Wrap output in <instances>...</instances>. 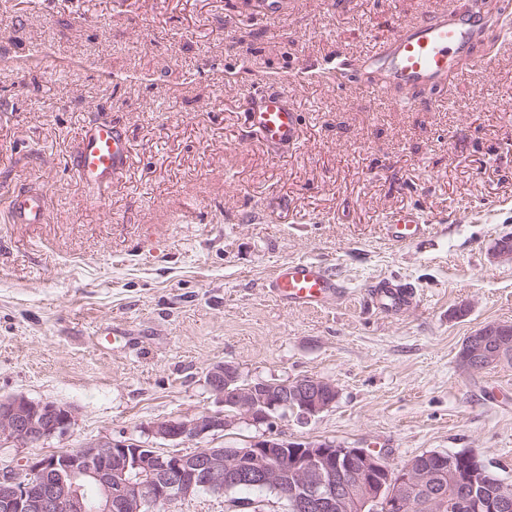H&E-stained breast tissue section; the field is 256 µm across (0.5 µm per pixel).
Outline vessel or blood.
<instances>
[{
	"label": "vessel or blood",
	"mask_w": 512,
	"mask_h": 512,
	"mask_svg": "<svg viewBox=\"0 0 512 512\" xmlns=\"http://www.w3.org/2000/svg\"><path fill=\"white\" fill-rule=\"evenodd\" d=\"M489 21L483 11H434L417 21L399 24L385 39L369 67L374 77L360 82L370 97L397 92L413 94L435 87L462 71L486 70L490 58L473 54L475 41L485 36ZM300 115L278 91H257L246 114L250 132L260 136L268 151L278 155L298 141ZM129 158L128 139L115 125L87 127L76 153V171L91 188L104 189L120 178ZM7 215L13 224H40L46 217L42 194L14 190L8 194ZM424 220L414 212L391 218L390 240L405 243L424 231ZM275 297L291 307L325 306L340 292V285L319 263L297 260L280 265L269 282ZM375 304L396 313L413 301L411 291L387 283L372 292Z\"/></svg>",
	"instance_id": "b4317fda"
}]
</instances>
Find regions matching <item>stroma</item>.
I'll return each instance as SVG.
<instances>
[{
    "mask_svg": "<svg viewBox=\"0 0 512 512\" xmlns=\"http://www.w3.org/2000/svg\"><path fill=\"white\" fill-rule=\"evenodd\" d=\"M463 0H0V397L72 408L47 456L132 438L161 454L194 443L153 423L221 410L206 384L333 380L305 424L242 425L207 440L275 435L386 448L391 468L472 451L512 484V363L464 370V339L512 324V0L476 50L491 57L416 93L370 99L356 66L398 24ZM286 94L299 141L271 155L245 132L250 95ZM93 121L123 126L130 157L100 192L75 156ZM37 189L41 224L7 221ZM421 213L414 242L389 216ZM321 262L343 286L323 309L268 288L286 262ZM412 288L390 314L376 282Z\"/></svg>",
    "mask_w": 512,
    "mask_h": 512,
    "instance_id": "obj_1",
    "label": "stroma"
}]
</instances>
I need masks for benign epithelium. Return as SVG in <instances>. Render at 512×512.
<instances>
[{
  "instance_id": "7a95c632",
  "label": "benign epithelium",
  "mask_w": 512,
  "mask_h": 512,
  "mask_svg": "<svg viewBox=\"0 0 512 512\" xmlns=\"http://www.w3.org/2000/svg\"><path fill=\"white\" fill-rule=\"evenodd\" d=\"M497 345L512 344V338L488 324L467 341L463 363L475 370L498 361ZM239 369L220 365L209 387L232 414L204 412L192 419L165 420L152 426V433L167 441L202 442L236 426L271 421L258 408H291L299 422H307L336 401V385L325 379L305 377L285 391L268 381L241 384ZM74 422L73 412L63 406L31 400L22 395L0 398V447L29 448L64 434ZM387 456L366 448H348L326 440L288 441L265 436L224 456L221 448H209L195 466L183 453L160 454L133 439L101 440L77 453L59 451L44 457H22L0 471V512H85L84 482L94 481L104 496L102 512H156L160 506L189 500L203 487L224 482L277 485L283 469L295 476L292 489L281 499L294 512H366L382 502L387 512H411L413 489L424 484L428 471L407 464L398 481L386 486L373 481L384 469ZM55 470L48 482L43 474ZM501 494L492 503L474 500L475 512H512V494L498 481Z\"/></svg>"
}]
</instances>
